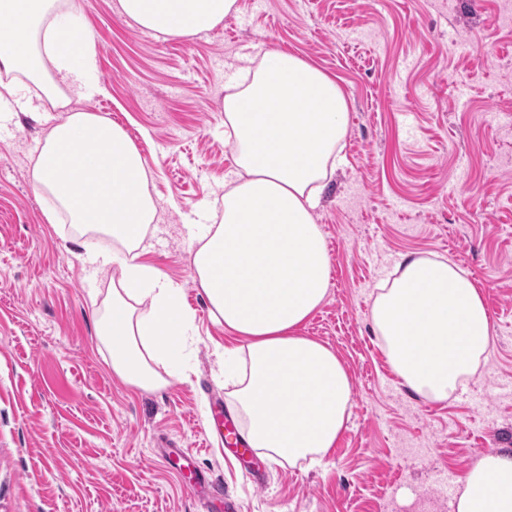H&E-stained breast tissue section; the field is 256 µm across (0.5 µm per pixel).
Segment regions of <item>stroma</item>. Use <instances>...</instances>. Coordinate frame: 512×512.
Returning a JSON list of instances; mask_svg holds the SVG:
<instances>
[{
  "label": "stroma",
  "mask_w": 512,
  "mask_h": 512,
  "mask_svg": "<svg viewBox=\"0 0 512 512\" xmlns=\"http://www.w3.org/2000/svg\"><path fill=\"white\" fill-rule=\"evenodd\" d=\"M106 90L74 96L128 134L157 204L148 263L194 314L188 381L144 392L112 372L97 334L108 277L93 275L66 224L49 223L32 159L64 110L0 122V512H204L163 455L189 449L240 512H453L482 456L512 452V15L504 0H237L191 38L120 16L117 0H78ZM291 54L340 87L345 164L315 222L331 261L323 305L302 333L333 349L351 382L346 428L321 466L264 449L224 458L207 428L224 397L214 322L196 280L188 227L222 205L234 161L224 139L230 70ZM439 255L467 270L490 317L492 348L444 401L392 370L371 323L372 292L403 258ZM267 470L265 484L245 475Z\"/></svg>",
  "instance_id": "obj_1"
}]
</instances>
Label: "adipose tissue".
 I'll return each mask as SVG.
<instances>
[{
    "label": "adipose tissue",
    "instance_id": "ef3b65f1",
    "mask_svg": "<svg viewBox=\"0 0 512 512\" xmlns=\"http://www.w3.org/2000/svg\"><path fill=\"white\" fill-rule=\"evenodd\" d=\"M120 13L173 38L212 29L236 0H119ZM76 0H0V104L35 112L62 89H103L92 39L68 18ZM224 126L236 166L222 214L190 225L195 279L210 312L241 345L217 346L224 381L249 447L318 463L347 421L351 385L334 351L304 336L323 304L329 257L314 219L330 171L340 164L348 106L334 80L305 60L265 53L225 82ZM91 140L90 158L76 155ZM32 185L71 224L92 272L112 273L98 335L112 371L151 392L185 380L193 315L182 288L144 256L156 216L146 163L126 132L86 111L68 113L44 138ZM112 245H96L97 237ZM371 321L388 360L416 393L445 400L489 353L491 330L470 274L440 257L405 260L378 286ZM456 512H512V456L482 457L467 472Z\"/></svg>",
    "mask_w": 512,
    "mask_h": 512
}]
</instances>
